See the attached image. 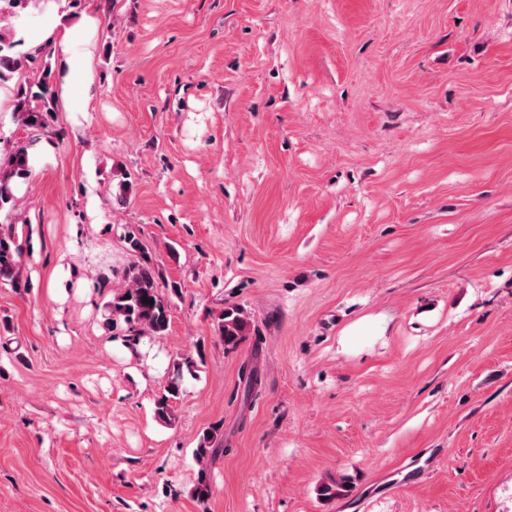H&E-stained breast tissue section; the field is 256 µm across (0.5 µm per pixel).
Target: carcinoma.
<instances>
[{"instance_id":"carcinoma-1","label":"carcinoma","mask_w":512,"mask_h":512,"mask_svg":"<svg viewBox=\"0 0 512 512\" xmlns=\"http://www.w3.org/2000/svg\"><path fill=\"white\" fill-rule=\"evenodd\" d=\"M13 42L0 36V82L6 81L24 63L36 61V56L12 57ZM55 90L47 79L36 86L19 85L14 105V118L29 130V138L15 146L7 167L0 170V209L14 205L15 181L25 179L30 174L29 149L34 146L48 128L47 116L53 112ZM127 250L131 255L128 265L120 272L123 285L112 294L108 303V318L104 328L111 333L120 326L126 328V342L130 345L140 342L141 337L162 336L167 331L171 319V301L161 290L158 269L143 257L144 245L135 232L126 236ZM25 244L19 242L15 230L0 228V281L19 283V268L24 256ZM249 316L239 307H226L217 318L215 330L224 348H236L251 333ZM196 362L186 356L176 364V373L171 377L166 394L155 402V417L163 422L172 419L173 402L182 393L183 371L194 373ZM213 436L206 434L193 450V458L200 466H205L214 456ZM350 491L349 478L343 477L334 485L323 484L319 496L334 499Z\"/></svg>"}]
</instances>
